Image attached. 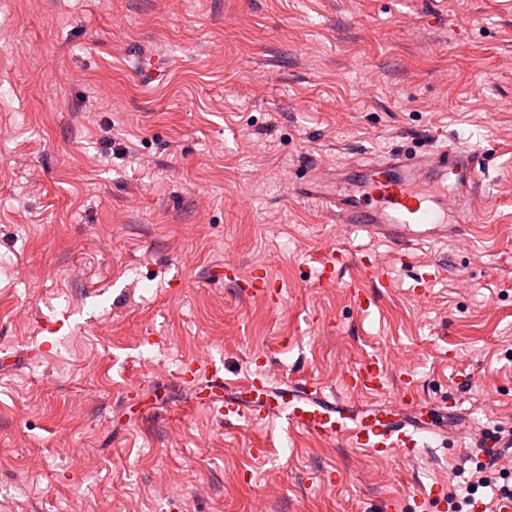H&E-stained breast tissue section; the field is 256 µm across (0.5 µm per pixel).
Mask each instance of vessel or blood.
I'll return each mask as SVG.
<instances>
[{
  "mask_svg": "<svg viewBox=\"0 0 512 512\" xmlns=\"http://www.w3.org/2000/svg\"><path fill=\"white\" fill-rule=\"evenodd\" d=\"M482 178L479 153L446 145L426 153L391 154L337 171V181L356 182L353 191L329 194L320 179L311 178L297 194L320 201L338 223L393 244L398 255L406 258L421 244L465 240L469 216L481 197ZM181 377L189 382L205 378L200 400L224 417L280 420L315 439L408 459L421 450L427 437L459 438L469 421L457 402L433 421L405 407L391 409L353 400V393L383 388L384 374L374 358L346 372L343 396L299 381L247 378L230 382L217 364L197 360L184 362Z\"/></svg>",
  "mask_w": 512,
  "mask_h": 512,
  "instance_id": "1",
  "label": "vessel or blood"
}]
</instances>
